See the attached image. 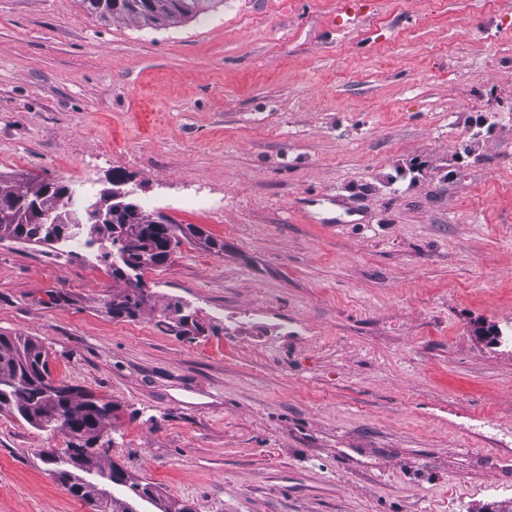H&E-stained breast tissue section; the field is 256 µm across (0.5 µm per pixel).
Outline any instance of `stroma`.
Segmentation results:
<instances>
[{
	"label": "stroma",
	"mask_w": 512,
	"mask_h": 512,
	"mask_svg": "<svg viewBox=\"0 0 512 512\" xmlns=\"http://www.w3.org/2000/svg\"><path fill=\"white\" fill-rule=\"evenodd\" d=\"M340 10L0 0V177L120 180L215 242L130 318L103 245L0 233V333L111 402L93 451L156 490L136 512L512 507V0ZM70 442L0 410V512H91L42 460ZM84 9L100 20H127L143 26L187 22L223 0H81Z\"/></svg>",
	"instance_id": "obj_1"
}]
</instances>
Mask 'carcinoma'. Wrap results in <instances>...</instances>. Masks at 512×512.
<instances>
[{"label":"carcinoma","instance_id":"obj_1","mask_svg":"<svg viewBox=\"0 0 512 512\" xmlns=\"http://www.w3.org/2000/svg\"><path fill=\"white\" fill-rule=\"evenodd\" d=\"M84 9L109 22L127 20L143 26L160 23L171 25L187 22L216 7L223 0H81ZM40 200V205L54 216H59L58 204L62 197L44 195L43 185L35 183L26 187H17L0 182V207L7 206L15 200L25 197ZM65 215L74 218L70 237L81 236L87 230L88 209L69 210ZM14 238L32 245L50 243L49 225L18 223L10 230ZM29 374L31 380H22L18 384L0 385V410L7 408L31 426L45 432L63 430L72 437L91 436L106 426L112 415V404L92 393H82V401L71 400L72 388L58 396L57 401L47 402L38 375L48 373L46 354L43 348L31 339L21 340L0 334V375L13 379L17 374ZM42 409V417L33 420L30 409ZM91 440H86L73 448L65 449L63 455L50 454L45 461L53 466L57 480L73 495L80 496L77 488L81 487L80 477H72L73 469L68 465L72 452H77L85 459L87 470H97L102 477L112 480V473H107L99 466L91 452ZM97 512H136L130 503L117 498L114 494H103L97 504Z\"/></svg>","mask_w":512,"mask_h":512}]
</instances>
